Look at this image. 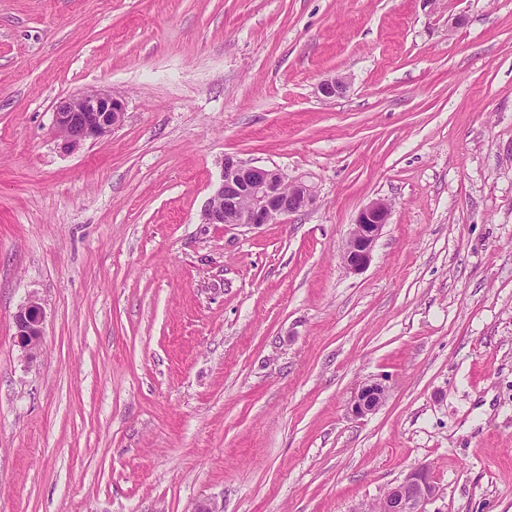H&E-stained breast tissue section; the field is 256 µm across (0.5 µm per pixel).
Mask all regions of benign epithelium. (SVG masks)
<instances>
[{
  "label": "benign epithelium",
  "mask_w": 512,
  "mask_h": 512,
  "mask_svg": "<svg viewBox=\"0 0 512 512\" xmlns=\"http://www.w3.org/2000/svg\"><path fill=\"white\" fill-rule=\"evenodd\" d=\"M347 78L332 77L319 85L326 98L344 94ZM125 103L102 90L61 99L55 110L54 126L61 148L78 149L88 140L112 135L123 122ZM221 179L202 212L204 224L259 226L284 220L310 207L316 198L313 188L302 180H288L275 168L251 165L226 154L221 162ZM393 206L375 199L362 207L352 224L342 252V262L351 273L363 271L370 263L375 244L390 223ZM16 335L27 350L38 347L42 335L43 310L32 299L14 316ZM386 385L370 381L362 384L351 400V411L363 417L386 401ZM436 485L430 469H411L378 503L379 512H425L435 495Z\"/></svg>",
  "instance_id": "1"
}]
</instances>
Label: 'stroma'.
I'll list each match as a JSON object with an SVG mask.
<instances>
[{
  "label": "stroma",
  "instance_id": "1",
  "mask_svg": "<svg viewBox=\"0 0 512 512\" xmlns=\"http://www.w3.org/2000/svg\"><path fill=\"white\" fill-rule=\"evenodd\" d=\"M90 89L124 122L64 152ZM227 154L314 206L202 223ZM422 465L426 512H512V0H0V512H358ZM392 209L388 201L375 199L359 210L342 252L349 272L359 273L369 265L375 244L390 223ZM16 335L27 350L38 347L42 335L43 310L35 299L22 305L14 316ZM386 385L370 381L362 384L351 400V411L356 417H363L379 409L386 401Z\"/></svg>",
  "mask_w": 512,
  "mask_h": 512
}]
</instances>
